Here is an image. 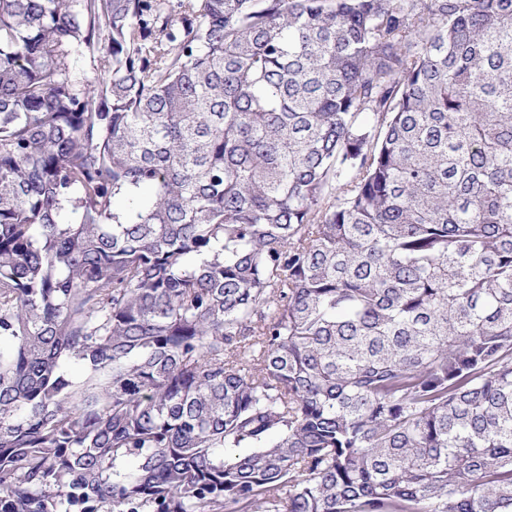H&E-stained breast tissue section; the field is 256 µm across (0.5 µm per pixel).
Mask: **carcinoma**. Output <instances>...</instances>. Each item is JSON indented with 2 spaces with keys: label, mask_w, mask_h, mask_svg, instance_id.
Here are the masks:
<instances>
[{
  "label": "carcinoma",
  "mask_w": 512,
  "mask_h": 512,
  "mask_svg": "<svg viewBox=\"0 0 512 512\" xmlns=\"http://www.w3.org/2000/svg\"><path fill=\"white\" fill-rule=\"evenodd\" d=\"M0 512H512V0H0Z\"/></svg>",
  "instance_id": "1"
}]
</instances>
